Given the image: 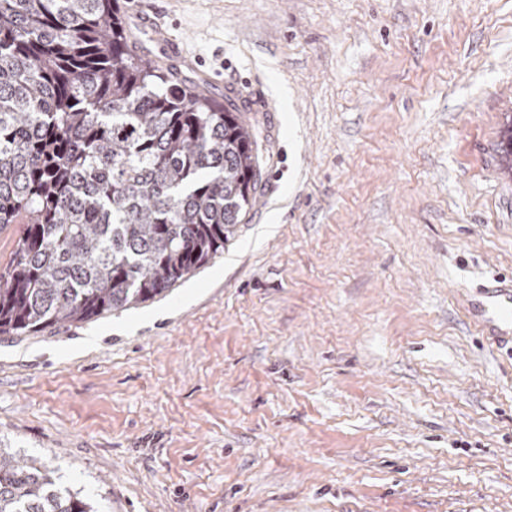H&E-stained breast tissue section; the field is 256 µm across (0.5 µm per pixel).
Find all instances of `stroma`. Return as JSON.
<instances>
[{"mask_svg":"<svg viewBox=\"0 0 512 512\" xmlns=\"http://www.w3.org/2000/svg\"><path fill=\"white\" fill-rule=\"evenodd\" d=\"M120 3L263 180L164 296L0 334V439L98 512H512V352L466 313L512 277V0ZM137 16L141 24L150 29L152 33L151 40L159 47L160 51L169 59L180 64L184 63L183 49L180 42L156 20V13L154 11L150 13L138 10Z\"/></svg>","mask_w":512,"mask_h":512,"instance_id":"1","label":"stroma"}]
</instances>
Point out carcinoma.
<instances>
[{
    "instance_id": "carcinoma-1",
    "label": "carcinoma",
    "mask_w": 512,
    "mask_h": 512,
    "mask_svg": "<svg viewBox=\"0 0 512 512\" xmlns=\"http://www.w3.org/2000/svg\"><path fill=\"white\" fill-rule=\"evenodd\" d=\"M115 0H0V334L165 295L218 253L262 180L240 109L137 57ZM512 173V123L502 136ZM0 512H96L0 440Z\"/></svg>"
}]
</instances>
